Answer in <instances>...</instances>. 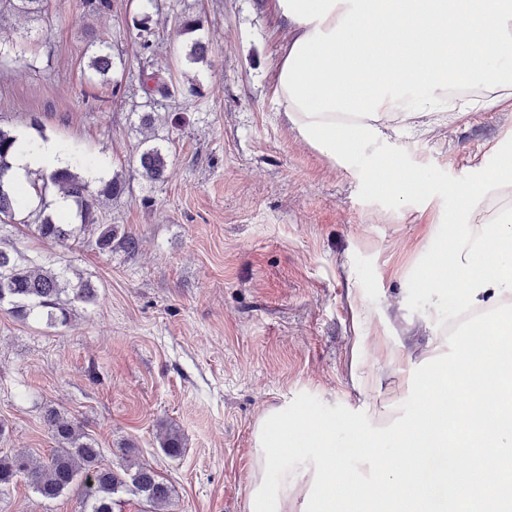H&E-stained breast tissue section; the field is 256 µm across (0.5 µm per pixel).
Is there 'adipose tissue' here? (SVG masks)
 <instances>
[{
    "instance_id": "ef3b65f1",
    "label": "adipose tissue",
    "mask_w": 512,
    "mask_h": 512,
    "mask_svg": "<svg viewBox=\"0 0 512 512\" xmlns=\"http://www.w3.org/2000/svg\"><path fill=\"white\" fill-rule=\"evenodd\" d=\"M288 27L277 63L274 103L300 136L333 157L383 136V121L414 115L512 106V0H268ZM8 178L24 185L30 172L68 167L51 139L17 134ZM512 177V154L467 183L448 239L423 272L426 287H463L470 308L512 301V266L499 254L512 249V217L475 216L485 196ZM489 261L472 267L473 248ZM480 349L457 342L452 356L423 372L420 404L410 419L385 431L396 454L430 469L443 486L437 501L408 494L413 470L377 474L355 485L336 466L332 431L313 421L302 427L321 448L311 462L280 463L289 430L285 412L272 408L254 429L249 512H512V319L484 322ZM462 383L465 403L447 413L439 400ZM278 467L269 485L266 473Z\"/></svg>"
}]
</instances>
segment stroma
<instances>
[{"mask_svg":"<svg viewBox=\"0 0 512 512\" xmlns=\"http://www.w3.org/2000/svg\"><path fill=\"white\" fill-rule=\"evenodd\" d=\"M76 2L52 0L46 22L0 14V35L26 48L0 75V127L78 147L74 174L101 163L125 190L89 184L99 223L117 230L108 251L90 233L61 247L29 225L0 230L20 265L96 290L52 326L0 310V455L49 456L54 408L96 439L105 464L132 447L171 486L166 512H248L252 432L266 410L335 429L342 450L351 430L377 436L409 418L436 343L450 353L474 332L458 319L460 289L433 293L421 276L459 190L512 152V108L418 116L407 136L391 124L335 161L274 105L287 31L266 0H112L100 15ZM144 16L148 50L134 25ZM185 17L199 21L195 35L181 32ZM96 34L115 61L108 84L87 66ZM195 38L208 45L200 63L186 57ZM151 73L168 95L146 96ZM152 147L168 160L156 182L139 168ZM385 153L420 173L410 199L373 178ZM169 425L182 436L177 457L161 449ZM81 499L75 487L48 503L20 483L0 512H81Z\"/></svg>","mask_w":512,"mask_h":512,"instance_id":"35a3bbf8","label":"stroma"}]
</instances>
